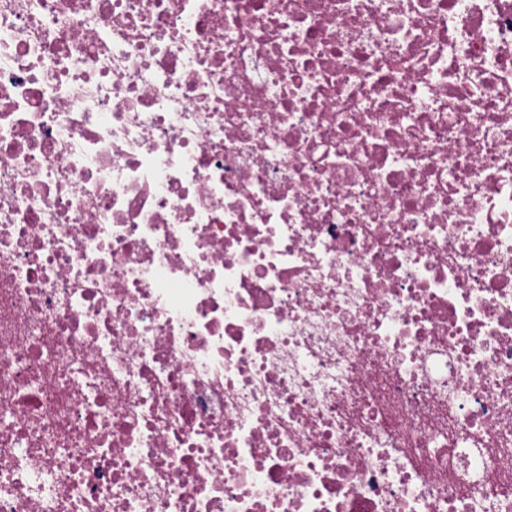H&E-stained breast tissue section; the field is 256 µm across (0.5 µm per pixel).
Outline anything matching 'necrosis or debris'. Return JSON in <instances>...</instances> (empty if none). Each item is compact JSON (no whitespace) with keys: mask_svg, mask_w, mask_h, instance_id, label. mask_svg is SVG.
Here are the masks:
<instances>
[{"mask_svg":"<svg viewBox=\"0 0 512 512\" xmlns=\"http://www.w3.org/2000/svg\"><path fill=\"white\" fill-rule=\"evenodd\" d=\"M0 512H512V0H0Z\"/></svg>","mask_w":512,"mask_h":512,"instance_id":"1","label":"necrosis or debris"}]
</instances>
